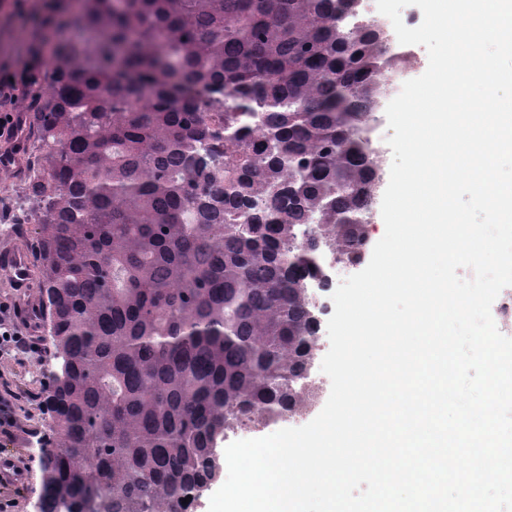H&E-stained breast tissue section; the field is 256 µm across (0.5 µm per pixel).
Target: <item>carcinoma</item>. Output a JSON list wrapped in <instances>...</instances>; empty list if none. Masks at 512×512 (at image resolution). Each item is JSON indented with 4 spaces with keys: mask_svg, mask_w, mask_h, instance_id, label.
Returning <instances> with one entry per match:
<instances>
[{
    "mask_svg": "<svg viewBox=\"0 0 512 512\" xmlns=\"http://www.w3.org/2000/svg\"><path fill=\"white\" fill-rule=\"evenodd\" d=\"M360 5L80 0L33 19L58 33L46 60L31 44L19 148L58 361L40 512H192L228 432L318 403L311 284L326 255L364 258L372 116L407 61Z\"/></svg>",
    "mask_w": 512,
    "mask_h": 512,
    "instance_id": "1",
    "label": "carcinoma"
}]
</instances>
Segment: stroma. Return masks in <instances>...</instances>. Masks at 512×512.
Segmentation results:
<instances>
[{"label": "stroma", "instance_id": "stroma-1", "mask_svg": "<svg viewBox=\"0 0 512 512\" xmlns=\"http://www.w3.org/2000/svg\"><path fill=\"white\" fill-rule=\"evenodd\" d=\"M52 0H0V77L19 76L28 65L26 47L32 39L30 20L47 14ZM24 334L36 336L34 353L0 351V381L16 394L13 411L20 423L13 433L0 432V458L13 459L28 474L26 483L0 487V512H36L41 490V446L50 438L52 414L45 397L56 365L49 353V338L37 320L17 322Z\"/></svg>", "mask_w": 512, "mask_h": 512}]
</instances>
